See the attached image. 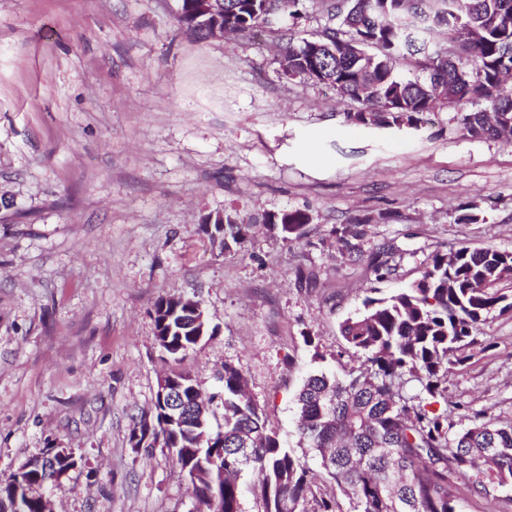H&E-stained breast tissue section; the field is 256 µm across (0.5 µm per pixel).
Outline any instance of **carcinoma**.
I'll return each instance as SVG.
<instances>
[{
    "mask_svg": "<svg viewBox=\"0 0 512 512\" xmlns=\"http://www.w3.org/2000/svg\"><path fill=\"white\" fill-rule=\"evenodd\" d=\"M328 25L302 45L285 47V74L329 84L356 104V124L419 123L444 107L461 114L473 137L512 134V0H318ZM305 0H179L177 22L202 38L216 26L248 34L271 16L303 17ZM418 56V74H397L406 56ZM309 215L288 210L265 219L271 231L298 241ZM202 232L221 251L239 247L252 230L237 215L218 211L203 218ZM378 279L390 275L388 251L369 256ZM174 297L161 296L152 315L157 342L173 363L169 382L189 395L195 378L180 367L197 346L191 315ZM512 312V251L462 247L435 254L412 283L386 297L368 296L363 310L341 325L346 343L366 363L344 377L311 375L296 398L299 447L314 450L353 512H462L456 480L488 495L512 481V421L476 411L471 424L448 422V371L464 363L479 342L489 315ZM221 390L210 396L218 416L202 427L166 420L156 397L151 418L141 417L140 442L176 455L196 496L211 494L213 512H242L239 479L253 468L262 476L258 512H338L336 498L309 507L310 468L304 458L267 429L261 409L244 390L242 373L224 364ZM419 391L407 394L409 385ZM54 471L20 466L0 480V512L23 504L41 512V494Z\"/></svg>",
    "mask_w": 512,
    "mask_h": 512,
    "instance_id": "obj_1",
    "label": "carcinoma"
}]
</instances>
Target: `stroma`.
<instances>
[{
	"label": "stroma",
	"instance_id": "35a3bbf8",
	"mask_svg": "<svg viewBox=\"0 0 512 512\" xmlns=\"http://www.w3.org/2000/svg\"><path fill=\"white\" fill-rule=\"evenodd\" d=\"M177 0H0V479L49 448L77 469L54 483L57 512H190L168 449L131 447L168 368L150 311L188 296L213 336L182 366L205 393L239 368L267 427L298 441L305 379L365 358L341 323L370 289L405 287L434 253L512 250V141L471 137L455 109L416 128L347 120L353 103L285 75L284 36L316 37L306 15L262 34L199 39ZM478 219L458 222L459 205ZM305 211L301 240L267 215ZM236 212L253 234L220 252L202 219ZM365 219L348 250L337 231ZM395 249L376 280L367 258ZM448 374V420H512V313L484 326ZM463 512H512L456 484Z\"/></svg>",
	"mask_w": 512,
	"mask_h": 512
}]
</instances>
